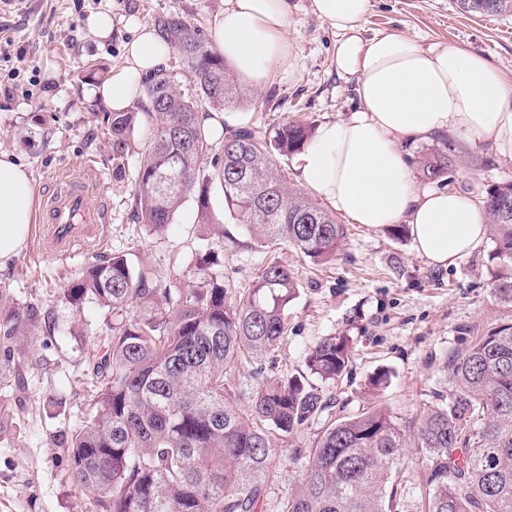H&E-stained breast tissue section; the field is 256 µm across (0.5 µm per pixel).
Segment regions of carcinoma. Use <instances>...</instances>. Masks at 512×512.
<instances>
[{"mask_svg":"<svg viewBox=\"0 0 512 512\" xmlns=\"http://www.w3.org/2000/svg\"><path fill=\"white\" fill-rule=\"evenodd\" d=\"M470 16L512 15V0H453ZM178 55L194 94L158 69L141 82L136 105L102 117L115 169L138 155L131 209L151 234L163 233L186 199L197 204L204 244L185 266L158 278L124 254L86 264L62 286L78 310L92 302L112 319L102 345L85 352L91 385L85 417L62 432L73 481L95 494L97 512H259L269 494L278 443L302 473L273 512H512V322L473 338L445 358L444 377L417 433L399 425L372 398L356 414L336 413L317 382L350 370L353 339L327 336L305 355V370L284 374L275 353L287 333L288 307L299 283L288 265L260 267L247 288L221 269L224 208L262 247L285 245L316 263L336 261L345 238L335 212L292 186L280 159L314 137L312 125L282 121L261 129L227 127L219 138L205 124L207 105L248 103L224 57L178 15L155 19ZM448 151L419 157L423 176L445 181ZM491 260L501 271L495 297L512 305V182L493 184L482 200ZM55 321L54 313L21 303L0 282V338L8 357L24 355L23 337ZM247 370L253 385L230 383ZM247 404H242V400ZM322 426L308 448L296 444L312 417ZM15 414L0 405V440ZM422 476L402 466L406 449Z\"/></svg>","mask_w":512,"mask_h":512,"instance_id":"cac0c4a2","label":"carcinoma"}]
</instances>
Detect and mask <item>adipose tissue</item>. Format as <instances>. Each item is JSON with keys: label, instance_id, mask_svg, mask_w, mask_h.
I'll return each instance as SVG.
<instances>
[{"label": "adipose tissue", "instance_id": "obj_1", "mask_svg": "<svg viewBox=\"0 0 512 512\" xmlns=\"http://www.w3.org/2000/svg\"><path fill=\"white\" fill-rule=\"evenodd\" d=\"M336 30V66L354 76L360 108L323 123L295 158L300 183L337 213L372 228L404 224L416 251L449 267L484 241L487 217L453 191L421 189L404 145L442 132L470 147L491 146L512 160V82L487 58L453 46L423 50L400 35L362 40L369 0H312ZM288 0H224L213 43L235 72L260 85L286 66ZM168 50L148 25L126 46L123 66L90 86L88 102L128 109L137 80L160 66ZM33 220L30 180L12 155L0 153V268L23 248Z\"/></svg>", "mask_w": 512, "mask_h": 512}]
</instances>
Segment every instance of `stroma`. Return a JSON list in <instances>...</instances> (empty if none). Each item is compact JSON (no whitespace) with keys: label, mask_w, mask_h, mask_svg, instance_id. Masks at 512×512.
<instances>
[{"label":"stroma","mask_w":512,"mask_h":512,"mask_svg":"<svg viewBox=\"0 0 512 512\" xmlns=\"http://www.w3.org/2000/svg\"><path fill=\"white\" fill-rule=\"evenodd\" d=\"M311 4L290 0V66L274 67L264 85L247 84L250 101L238 112L248 123L265 127L297 118L318 126L358 110L355 77L336 69L339 37ZM223 8L224 0H23L19 10L0 15V32L11 40L0 48V152L26 166L38 207L57 181L92 168L102 183L94 203L111 218L100 242L67 258L39 249L42 224L33 219L23 249L0 270V280L11 284L20 301L53 308L56 315L55 330L39 331L27 345L24 410L11 440L0 442V512H96L94 494L73 483L70 461L53 441L83 416V348L100 342L106 326L95 304L84 303L77 311L62 303L64 278L114 253L166 277L200 247L194 199L186 200L163 235L149 234L134 221L138 157L128 156L124 172L113 169L108 139L96 118L105 106L85 102L89 84L82 81V70L90 62L108 71L122 66L125 46L138 26L153 24L165 13H179L202 38L212 40ZM102 14L111 18L112 33L100 39L89 25ZM385 34L408 37L426 49L456 46L484 54L512 80V16L462 15L452 0H370L361 36ZM21 126L39 127L41 133L32 142L20 141L15 131ZM433 144L448 145L454 158L445 189L477 202L488 185L512 180L511 160L466 147L449 132L411 144L408 151L414 155ZM212 204L231 239L224 252L226 276L245 287L259 267L280 260L299 281L278 352L280 368L303 370L307 350L324 337L340 332L353 337L349 375L322 386L346 413L363 407L368 376L387 371L389 382L378 401L405 435L413 436L433 400L444 357L465 351L471 336L512 320V306L492 290V239L442 268L419 255L411 237L395 240L385 228L351 223L335 263L317 266L291 248L244 246L245 235L225 214L220 192H213ZM50 395L66 398L64 414L44 407Z\"/></svg>","instance_id":"1"}]
</instances>
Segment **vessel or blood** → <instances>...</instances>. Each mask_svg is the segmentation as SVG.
I'll list each match as a JSON object with an SVG mask.
<instances>
[{
    "label": "vessel or blood",
    "mask_w": 512,
    "mask_h": 512,
    "mask_svg": "<svg viewBox=\"0 0 512 512\" xmlns=\"http://www.w3.org/2000/svg\"><path fill=\"white\" fill-rule=\"evenodd\" d=\"M90 187L81 180H72L63 191L52 196L45 207L48 243L66 255L78 252L96 237L101 224L106 223L104 210L92 207Z\"/></svg>",
    "instance_id": "vessel-or-blood-1"
}]
</instances>
